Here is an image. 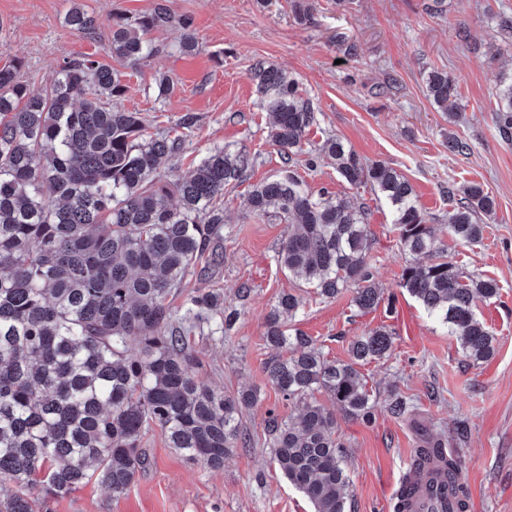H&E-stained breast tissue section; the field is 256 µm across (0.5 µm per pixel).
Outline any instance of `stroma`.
I'll use <instances>...</instances> for the list:
<instances>
[{"mask_svg":"<svg viewBox=\"0 0 512 512\" xmlns=\"http://www.w3.org/2000/svg\"><path fill=\"white\" fill-rule=\"evenodd\" d=\"M82 3L99 22L91 39L66 26L71 0H0V66L21 57L28 86L41 90L64 61L105 56L109 15L131 17L150 9L154 0ZM316 3L314 22L302 26L289 0H168L175 17L191 20L198 52L179 54L171 31L163 30L153 33L158 51L141 67L112 60L128 85L120 105L147 116L153 131L175 133L179 117L196 116L173 161L175 175L190 174L209 152L227 145L257 154L244 181L224 194L223 263L189 277L186 288L221 289L225 302L241 312L230 337H194L199 376L228 394L256 389L259 399L241 417L249 447L234 449L223 470L209 471L168 448L155 427L142 438L146 464L125 494L113 495L92 481L48 500L46 512H313L265 445L268 413L285 418L295 411L264 372L265 318L282 292L297 294L301 288L277 264L287 225L243 208L252 186L283 167L250 78L259 59L291 72L313 100L317 121L310 143L337 136L362 158L400 172L429 216L445 256L500 286V300L476 310L495 336L492 357L477 365L400 288L405 257L388 208L370 189L351 188L326 158L312 166L296 158L295 169L312 191L325 188L340 200L369 204V257L395 307L390 317L381 309L358 316L347 291L330 302L307 301L294 323L317 338L328 358L341 361L348 360L356 336L385 322L397 332L385 357L359 368L376 400L370 421L337 420L346 445L348 512H393L395 494L411 476L423 428L450 439L470 512H512V141L500 137L494 112L499 79L512 72V32L501 29L497 15L512 13V0H443L437 12L430 9L432 0ZM349 43L358 45V56L346 55ZM435 69L447 70L461 87L457 123L437 112L428 96L427 76ZM162 74L174 83L163 98L155 84ZM452 133L468 143L467 151L449 152ZM472 181L494 195L497 211L481 242L466 244L448 233V191ZM245 284L252 293L241 302L237 291ZM392 390L411 403V416L397 419L387 412L385 399Z\"/></svg>","mask_w":512,"mask_h":512,"instance_id":"stroma-1","label":"stroma"}]
</instances>
